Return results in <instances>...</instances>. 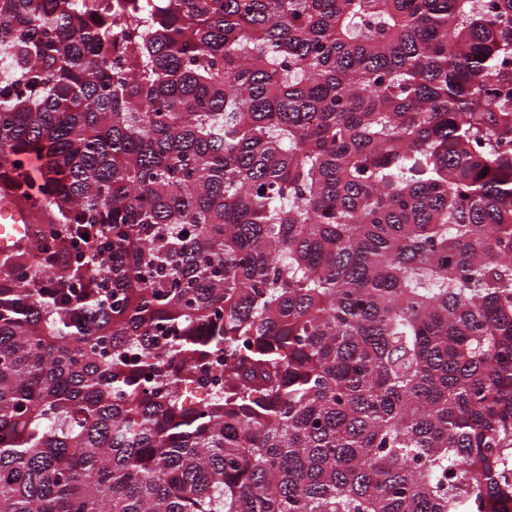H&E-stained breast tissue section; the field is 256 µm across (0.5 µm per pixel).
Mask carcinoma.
I'll list each match as a JSON object with an SVG mask.
<instances>
[{"instance_id":"carcinoma-1","label":"carcinoma","mask_w":512,"mask_h":512,"mask_svg":"<svg viewBox=\"0 0 512 512\" xmlns=\"http://www.w3.org/2000/svg\"><path fill=\"white\" fill-rule=\"evenodd\" d=\"M1 59L0 512H512V0H0ZM1 205L4 206L1 209ZM0 205V253L9 252L14 244L25 237L31 229L28 224L29 210L14 203L5 204L4 200Z\"/></svg>"}]
</instances>
